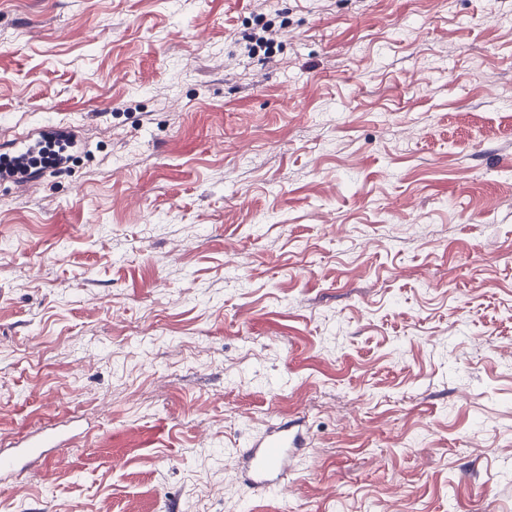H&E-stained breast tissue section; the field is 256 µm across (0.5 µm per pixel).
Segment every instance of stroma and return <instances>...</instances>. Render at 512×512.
I'll return each mask as SVG.
<instances>
[{
    "label": "stroma",
    "mask_w": 512,
    "mask_h": 512,
    "mask_svg": "<svg viewBox=\"0 0 512 512\" xmlns=\"http://www.w3.org/2000/svg\"><path fill=\"white\" fill-rule=\"evenodd\" d=\"M0 512H512V0H0ZM280 495L224 479L269 415ZM66 145H56L41 147L35 156L30 154L27 163L23 165L25 170L33 168L34 171L43 172L49 168H58L64 161L67 162L69 157L65 155ZM66 441L60 434L46 433L33 438L25 448H18L13 453H1L0 479L6 474L15 472L22 459H29L30 462L41 458L46 459L50 453L67 447Z\"/></svg>",
    "instance_id": "stroma-1"
}]
</instances>
